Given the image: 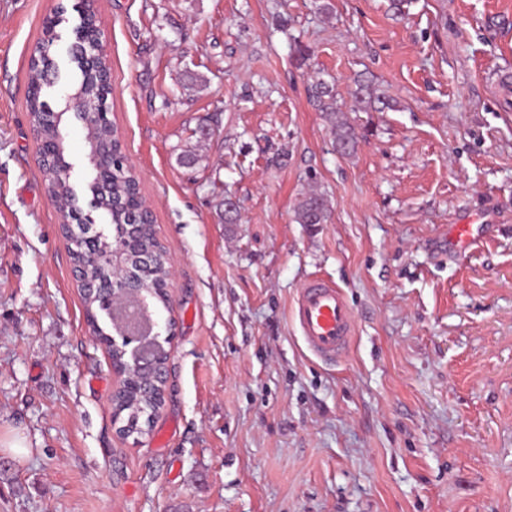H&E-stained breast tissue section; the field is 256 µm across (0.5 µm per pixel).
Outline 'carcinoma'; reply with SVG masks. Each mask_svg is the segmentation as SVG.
Segmentation results:
<instances>
[{
  "mask_svg": "<svg viewBox=\"0 0 512 512\" xmlns=\"http://www.w3.org/2000/svg\"><path fill=\"white\" fill-rule=\"evenodd\" d=\"M51 72L50 62L45 57H37L29 64V96L28 111L33 129L39 135L54 140L60 145L59 152L65 153L63 134L45 121V104L37 95L36 89ZM81 93L89 98L99 99L103 95L101 74L97 70H88L84 73L81 84L77 86ZM311 96L318 109L328 119L333 135L336 151L343 156H351L356 152L358 136L349 123L345 113L338 106L334 87L319 80L311 87ZM354 112H384L394 108L391 99L374 93L369 79L356 81L353 92ZM114 125L108 116V110H103L92 122L88 129L89 139L103 148L112 147V182L105 188L106 195L112 198L115 205L112 209V233H106L98 240L93 250L84 246L80 234L73 229L79 222L77 216L68 208L67 199L71 192L70 183L59 176L58 164L44 170L49 196L59 214L60 227L63 235L69 241V251L75 268L82 279L95 287V291L83 295L87 324L90 332L101 335L97 324V310L103 301V294L98 289L109 282L114 271L104 256L113 248V242L129 239L137 244L145 241L152 243L155 248V258L149 265L127 263V272L130 276L142 280L155 295L156 301L167 305L163 289L165 288V274L168 267V252L158 241L153 224L146 218L131 221L133 209L131 202L135 193L136 180L123 163V153L117 139L113 138ZM296 220L300 224H324L329 217V207L326 199L317 193H306L298 201L295 208ZM162 389L154 387L149 391L120 390L112 401L113 415L116 418L126 416V420L138 422L150 421L161 408Z\"/></svg>",
  "mask_w": 512,
  "mask_h": 512,
  "instance_id": "carcinoma-1",
  "label": "carcinoma"
}]
</instances>
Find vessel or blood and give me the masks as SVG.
I'll return each mask as SVG.
<instances>
[{"label":"vessel or blood","mask_w":512,"mask_h":512,"mask_svg":"<svg viewBox=\"0 0 512 512\" xmlns=\"http://www.w3.org/2000/svg\"><path fill=\"white\" fill-rule=\"evenodd\" d=\"M293 317L314 355L335 363L347 356L355 316L341 288L322 279L307 281L297 294Z\"/></svg>","instance_id":"b4317fda"}]
</instances>
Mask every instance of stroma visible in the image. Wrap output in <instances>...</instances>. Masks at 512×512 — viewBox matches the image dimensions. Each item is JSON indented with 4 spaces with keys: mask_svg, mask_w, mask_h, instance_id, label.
<instances>
[{
    "mask_svg": "<svg viewBox=\"0 0 512 512\" xmlns=\"http://www.w3.org/2000/svg\"><path fill=\"white\" fill-rule=\"evenodd\" d=\"M60 3L56 111L79 0H0V512H512V0H96L109 117L174 260L165 404L129 436L27 109ZM362 72L395 109L351 111ZM62 131L85 191L84 129ZM312 189L327 223L295 219ZM312 278L355 313L334 365L292 319ZM311 96L329 121L336 151L343 156L353 155L357 149L358 136L337 104L334 87L324 80H318L311 87Z\"/></svg>",
    "mask_w": 512,
    "mask_h": 512,
    "instance_id": "1",
    "label": "stroma"
}]
</instances>
